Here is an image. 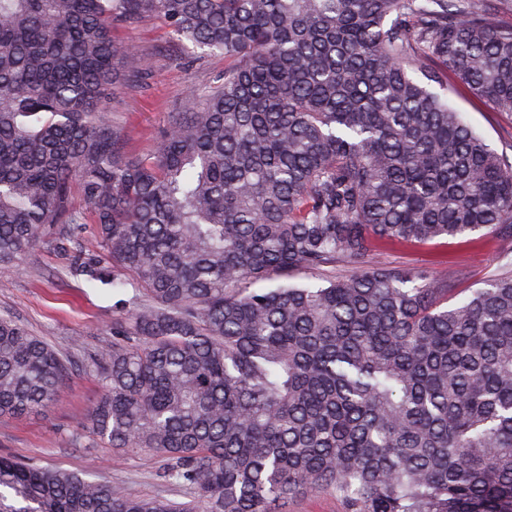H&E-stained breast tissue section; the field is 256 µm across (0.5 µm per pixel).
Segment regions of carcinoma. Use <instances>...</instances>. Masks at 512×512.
I'll return each instance as SVG.
<instances>
[{
  "label": "carcinoma",
  "instance_id": "obj_1",
  "mask_svg": "<svg viewBox=\"0 0 512 512\" xmlns=\"http://www.w3.org/2000/svg\"><path fill=\"white\" fill-rule=\"evenodd\" d=\"M154 18L224 76L128 157L104 90L153 62L112 28ZM450 80L512 114L500 0H0V270L94 225L74 272L135 297L92 360L89 429L187 494L0 457V512H274L313 491L512 512V267L450 305L448 277L378 249L512 243V163ZM69 374L0 315V418Z\"/></svg>",
  "mask_w": 512,
  "mask_h": 512
}]
</instances>
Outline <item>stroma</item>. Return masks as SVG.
I'll list each match as a JSON object with an SVG mask.
<instances>
[{
  "label": "stroma",
  "mask_w": 512,
  "mask_h": 512,
  "mask_svg": "<svg viewBox=\"0 0 512 512\" xmlns=\"http://www.w3.org/2000/svg\"><path fill=\"white\" fill-rule=\"evenodd\" d=\"M116 41H134L153 52L156 62L134 88H119L112 120L132 154L154 150L170 113L180 111L191 89L216 83L224 72L220 55H188L158 20L137 29H115ZM449 103L500 155L512 161V115L493 111L460 86L449 88ZM92 253L96 238L85 225L78 243H60L57 235L23 260L0 272V314L22 324L63 357L71 370L51 407L17 419H0V456L39 468L69 470L87 478H104L137 497L183 500L160 474L164 458L149 452H121L105 447L84 426L103 388L90 370L91 359L112 344V315L117 297L105 286L89 288L68 276L76 250ZM383 257L403 268L427 267L454 280L455 299H462L495 278L506 261L496 239L473 235L443 238L419 246L392 245Z\"/></svg>",
  "instance_id": "35a3bbf8"
}]
</instances>
